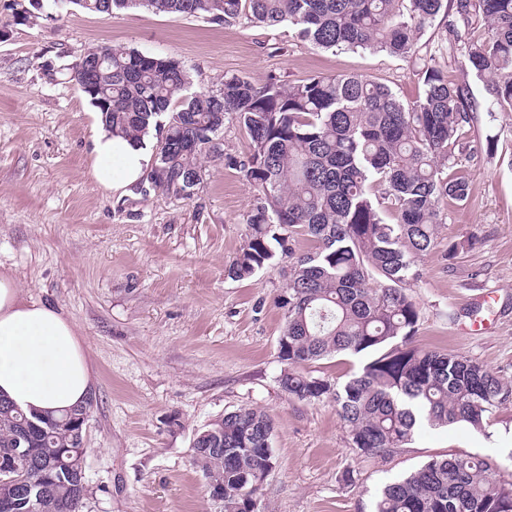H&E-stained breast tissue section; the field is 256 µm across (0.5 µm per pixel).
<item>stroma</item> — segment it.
Returning a JSON list of instances; mask_svg holds the SVG:
<instances>
[{
    "instance_id": "stroma-1",
    "label": "stroma",
    "mask_w": 512,
    "mask_h": 512,
    "mask_svg": "<svg viewBox=\"0 0 512 512\" xmlns=\"http://www.w3.org/2000/svg\"><path fill=\"white\" fill-rule=\"evenodd\" d=\"M13 2L0 0V26L8 28L0 38V275L22 298L67 316L92 366L82 512H219L192 464V440L245 406L275 422L260 512H373L386 482L436 456L497 455L500 480L512 483V402L487 434L426 430L379 457L351 447L334 403L300 402L280 388L282 266L245 281L225 275L256 203L241 169L225 162L248 152L235 122L224 126V158L206 160L191 199L110 191L91 170L96 109L74 83L47 75L88 48L113 46L175 57L195 91L218 89L231 75L261 85L351 74L388 86L410 106L423 94L421 59L444 38L446 15L404 59L320 51L285 23L224 24L144 9L74 8L15 25ZM465 136L494 137L495 151L464 165L467 203L440 207L436 244L409 284L421 309L414 343L467 356L512 381V112H478ZM473 316L488 331L464 334Z\"/></svg>"
}]
</instances>
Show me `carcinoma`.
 I'll return each mask as SVG.
<instances>
[{"instance_id": "obj_1", "label": "carcinoma", "mask_w": 512, "mask_h": 512, "mask_svg": "<svg viewBox=\"0 0 512 512\" xmlns=\"http://www.w3.org/2000/svg\"><path fill=\"white\" fill-rule=\"evenodd\" d=\"M203 16L268 27L286 22L323 50H376L407 57L445 0H112V13ZM447 46L464 43L458 63L483 82L487 111L512 112V0H456ZM482 14L485 29L462 39L457 21ZM423 96L405 106L385 85L357 76H313L259 86L231 76L216 90L189 92L172 57L112 48V63L85 93L114 136L155 133L154 161L136 191L190 199L203 183L202 160L223 156L224 125L248 138L245 160L228 158L258 192L245 244L226 270L241 281L273 262L287 263L277 305L284 311L278 377L289 397L336 404L352 447L385 456L410 445L422 426L463 424L486 433L512 384L463 355L412 345L420 319L407 293L417 261L434 247L440 203L469 197L465 177L450 175L475 149L461 131L476 103L466 83L425 66ZM393 210L395 221L385 212ZM313 242L299 254L296 236ZM374 358L341 385L301 371L339 354ZM93 399L32 429L0 403V503L11 512H81L87 488L85 435L78 417ZM272 417L241 407L195 433L192 462L222 484L224 512H251L273 462ZM497 456L432 458L386 484L374 512H512V487L498 478Z\"/></svg>"}]
</instances>
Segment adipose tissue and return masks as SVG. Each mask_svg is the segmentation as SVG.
Listing matches in <instances>:
<instances>
[{
	"mask_svg": "<svg viewBox=\"0 0 512 512\" xmlns=\"http://www.w3.org/2000/svg\"><path fill=\"white\" fill-rule=\"evenodd\" d=\"M92 174L109 190L140 180L149 167L147 143L92 137ZM94 378L74 324L55 308L23 300L10 277H0V399L40 416H57L86 402Z\"/></svg>",
	"mask_w": 512,
	"mask_h": 512,
	"instance_id": "obj_1",
	"label": "adipose tissue"
}]
</instances>
